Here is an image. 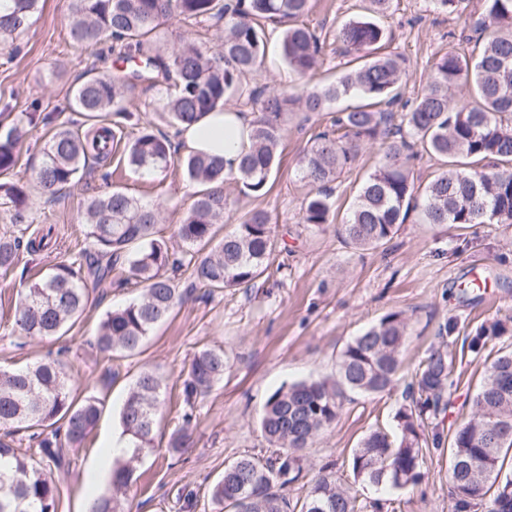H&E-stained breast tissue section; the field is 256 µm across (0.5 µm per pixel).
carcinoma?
Segmentation results:
<instances>
[{
  "label": "carcinoma",
  "instance_id": "obj_1",
  "mask_svg": "<svg viewBox=\"0 0 512 512\" xmlns=\"http://www.w3.org/2000/svg\"><path fill=\"white\" fill-rule=\"evenodd\" d=\"M38 3L0 0L1 49L12 47L27 30ZM308 11L309 0H69L67 25L75 44L95 46L110 37L116 61L135 65L118 66L110 75H94L76 86L75 111L89 118L111 112L115 120L83 132L66 124L57 127L36 172L35 187L42 194L55 198L90 163L110 160L134 118L125 106L126 94L139 82L165 88L156 111L178 129L194 124L205 112L226 108L234 96L245 99L257 117L237 169L229 172L223 158L203 151L181 156L168 137L141 127L125 144L124 159L131 169L162 175L176 161L188 181L202 186L175 225L181 250L158 236L163 204L145 203L120 190L91 196L84 210L90 247L67 255L42 276L21 280L10 335L56 336L84 312L89 286L114 280L133 283L142 286L140 297L106 313L95 336L101 352L132 356L183 300L176 279L180 271L190 272L193 288L252 285L268 269L276 248L269 216L251 211L232 232L220 234L224 213L233 204L224 184L232 178L243 196L266 194L289 114L323 112L348 97L360 103L336 111L330 128L300 153L299 177L312 187L302 223L317 230L332 223V184L366 144L379 140L386 144L385 153L362 181L340 224L349 244H386L412 210L419 211L423 224H512V0H480L479 27L488 33L480 55L448 51L434 63L422 90L406 101L400 92L403 59L379 53L385 32L370 17L351 19L336 32L344 54H360L364 61L335 83L300 95L249 86L247 78L266 53L270 23L287 24L278 47L289 68L306 74L322 63L320 36L300 22ZM172 17L186 30L170 47L159 34ZM211 21L224 23L217 54L208 53L196 37V27ZM458 85L468 87L469 97L453 102L448 90ZM26 118L0 132V175L16 167L18 146L29 127L52 121L35 112ZM422 152L444 159L446 169L420 189L411 161ZM28 199L26 186L0 182V211L10 215L15 227L0 233L2 278L16 274L21 253L38 255L50 249L47 237L30 234L23 226ZM407 327L403 313H389L347 343L336 378L276 388L260 422L275 451L267 457L244 456L226 467L212 487L213 499L227 512H380L383 505L361 502L325 470L294 504L278 489L304 478L303 451L336 420L347 393L376 394L391 388L401 369ZM508 332L509 322L500 319L487 320L472 333L456 316L439 325L441 340L453 344L460 339L461 355L483 360L468 419L453 428L441 427L453 359L439 347L431 350L408 384L390 427L370 431L354 449L353 480L391 489L415 486L424 477L428 451L446 446L451 512H512V471H504L512 452V350L493 347ZM225 369L223 350L197 351L183 374L185 405L194 407L223 379ZM112 381V372H106L99 394L79 400L74 376L59 359L0 369V512H57L59 491L43 462L59 468L65 448L85 443ZM162 395V381L151 371L139 372L131 383L119 412L127 449L113 464L109 487L94 499L95 512H128V493L138 479L136 463L155 450ZM191 418L184 414L182 425L171 433L169 453L177 455L190 446ZM21 425L38 428L24 450L16 447L15 439Z\"/></svg>",
  "mask_w": 512,
  "mask_h": 512
}]
</instances>
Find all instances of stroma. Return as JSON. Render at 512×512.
Returning <instances> with one entry per match:
<instances>
[{"mask_svg": "<svg viewBox=\"0 0 512 512\" xmlns=\"http://www.w3.org/2000/svg\"><path fill=\"white\" fill-rule=\"evenodd\" d=\"M367 7V0H311L305 22L325 40L323 64L305 75L291 72L273 42L249 84L299 93L336 81L349 61L336 32L349 19L367 15ZM478 9L474 2L468 13L449 14L437 10L432 0H392L388 13L377 22L386 32V51L405 60V96H413L426 84L433 64L448 50L478 53L472 39ZM67 13L68 0H40L31 28L19 37L15 49H0V112L36 110L55 117L54 124L32 129L20 147V159L10 178L27 185L55 123L84 121L70 107L76 84L88 73L113 71L112 56H99L96 49L71 41ZM329 119L326 111L289 116L278 148V170L266 195L240 196L231 180L224 186L235 200L232 211L224 216V231H231L253 210L270 217L277 248L268 277L259 278L251 288L209 290L192 288L188 275H181L180 285L188 291L186 300L152 331L137 355L104 357L94 346V336L107 311L139 297L138 287L93 290L84 314L60 342L10 337L21 284L16 279H0V367L34 364L65 343L71 348L66 360L75 378L76 397L98 392L106 369L117 373L96 430L84 447L68 451V469L52 472L60 492L58 512H83L89 499L105 491V484L96 480L103 443L120 433V405L140 370L156 371L164 392L156 449L138 465L140 478L129 493L131 512H224L223 506L212 501L211 488L225 468L244 455L271 453L259 421L273 390L303 379L334 378L338 357L354 336L389 313H405L409 330L394 387L379 394H350L336 421L306 452L307 477L328 466L346 478L353 448L371 430L390 423L415 368L437 345L439 323L451 315L474 326L494 317H512V225L433 226L420 223L413 211L389 243L361 251L347 245L334 224L318 232L302 223V204L309 188L296 174L299 152ZM382 151L380 142L369 144L337 179L332 197L337 220L352 206L362 180ZM112 189L145 202L167 203L169 210L160 230L170 241L197 187L187 181L179 166H172L165 175L149 177L130 171L124 161L115 158L103 166L91 165L55 199L31 190L27 222L36 230L51 229L56 247L49 253L23 255V263L40 274L65 253L86 247L84 203L89 196ZM476 268L486 277L485 289L461 297V283L471 280ZM205 347L223 349L228 368L223 380L196 405L192 447L173 458L166 450L167 441L186 410L180 376L193 354ZM451 379L448 397L452 406L445 418L449 426L468 416V402L481 381V366L454 363ZM449 470L448 453L432 451L424 465V480L392 492L397 512H448Z\"/></svg>", "mask_w": 512, "mask_h": 512, "instance_id": "stroma-1", "label": "stroma"}]
</instances>
